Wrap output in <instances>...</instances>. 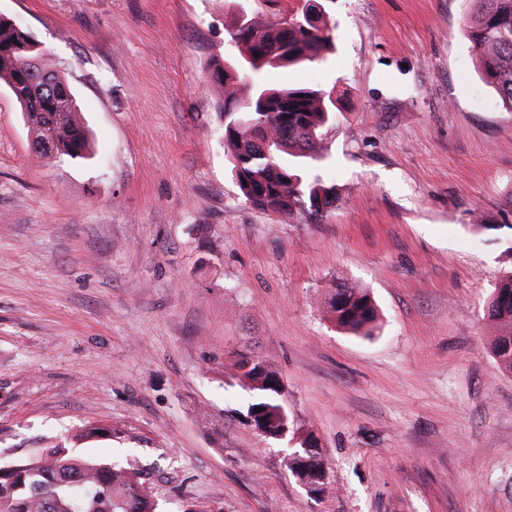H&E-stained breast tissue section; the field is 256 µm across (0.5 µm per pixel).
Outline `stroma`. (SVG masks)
Returning <instances> with one entry per match:
<instances>
[{"mask_svg": "<svg viewBox=\"0 0 512 512\" xmlns=\"http://www.w3.org/2000/svg\"><path fill=\"white\" fill-rule=\"evenodd\" d=\"M239 5L0 0L97 149L37 159L0 85V463L63 440L145 469L157 512H512V372L486 318L512 270V113L466 0H317L334 52L269 77L336 103L319 219L233 180L206 67ZM339 284L370 292L372 337L327 314ZM253 357L286 438L247 421ZM310 438L323 495L288 468Z\"/></svg>", "mask_w": 512, "mask_h": 512, "instance_id": "obj_1", "label": "stroma"}]
</instances>
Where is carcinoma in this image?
I'll use <instances>...</instances> for the list:
<instances>
[{
    "mask_svg": "<svg viewBox=\"0 0 512 512\" xmlns=\"http://www.w3.org/2000/svg\"><path fill=\"white\" fill-rule=\"evenodd\" d=\"M467 36L481 69L502 108L512 112V0H466ZM335 26L307 2L293 15L278 11L266 18L251 15L248 28L234 18L228 41L243 45L263 64L251 70L252 81L238 90L242 68L214 57L207 78L221 90L217 114L232 174L246 202L265 211L290 214L305 206L321 217L336 197L333 186L309 178L308 163L325 156L320 130L332 118L335 104L326 92L288 85L273 86L261 73L302 62H318L333 48ZM31 37L0 16V83L7 86L33 133L32 152L45 158H84L90 150L83 111L66 74L50 53L28 51ZM336 326L355 336H370L377 308L370 294L340 285L328 300ZM487 316L495 329L494 356L512 372V271L493 289ZM243 377L257 394L247 414L269 432L290 426L281 401L280 381L271 370L251 368ZM0 476V512H155L146 480L135 468L86 461L57 444L9 462Z\"/></svg>",
    "mask_w": 512,
    "mask_h": 512,
    "instance_id": "obj_1",
    "label": "carcinoma"
}]
</instances>
